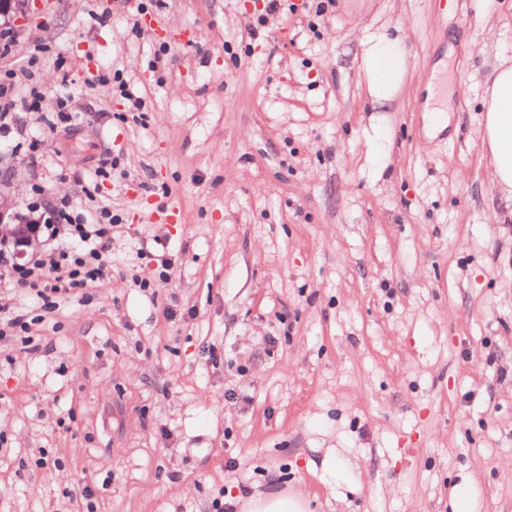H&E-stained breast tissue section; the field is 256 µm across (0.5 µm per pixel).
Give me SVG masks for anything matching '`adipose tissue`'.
<instances>
[{
    "instance_id": "obj_1",
    "label": "adipose tissue",
    "mask_w": 512,
    "mask_h": 512,
    "mask_svg": "<svg viewBox=\"0 0 512 512\" xmlns=\"http://www.w3.org/2000/svg\"><path fill=\"white\" fill-rule=\"evenodd\" d=\"M361 58L372 109L386 107L405 85L407 56L399 38L372 33ZM482 143L492 158V181L512 203V58L502 59L483 94Z\"/></svg>"
}]
</instances>
